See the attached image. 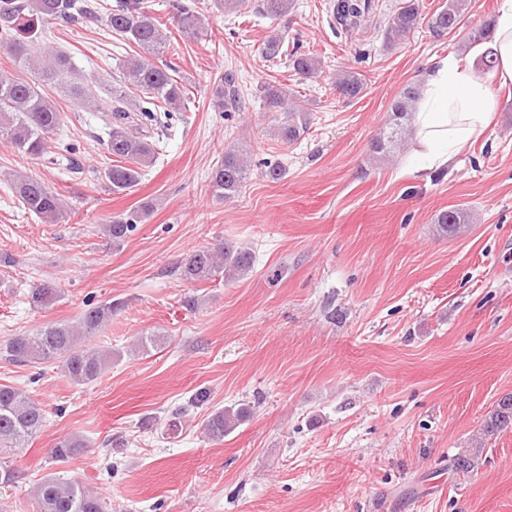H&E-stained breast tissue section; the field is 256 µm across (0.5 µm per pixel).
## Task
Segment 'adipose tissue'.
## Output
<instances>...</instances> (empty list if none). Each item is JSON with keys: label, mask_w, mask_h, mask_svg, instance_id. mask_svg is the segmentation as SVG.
Listing matches in <instances>:
<instances>
[{"label": "adipose tissue", "mask_w": 512, "mask_h": 512, "mask_svg": "<svg viewBox=\"0 0 512 512\" xmlns=\"http://www.w3.org/2000/svg\"><path fill=\"white\" fill-rule=\"evenodd\" d=\"M491 48L496 59L493 76L512 84V0H501ZM497 102L475 71L474 58L447 55L434 59L414 114L413 154L420 170L448 165L466 145L479 141L488 129Z\"/></svg>", "instance_id": "ef3b65f1"}]
</instances>
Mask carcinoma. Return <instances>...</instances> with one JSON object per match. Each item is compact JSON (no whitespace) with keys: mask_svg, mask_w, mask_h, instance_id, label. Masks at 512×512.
<instances>
[{"mask_svg":"<svg viewBox=\"0 0 512 512\" xmlns=\"http://www.w3.org/2000/svg\"><path fill=\"white\" fill-rule=\"evenodd\" d=\"M295 6L294 0H260L259 11L278 19ZM173 19L179 31L195 36L201 29L202 18L196 6L185 0H171ZM472 0H446L444 6L430 18L422 16L419 0H403L402 6L384 25L387 47L408 40L422 24L436 37L454 35L465 29L464 45L487 44L492 41L493 26L488 20L480 25H468L467 16ZM333 15L341 29L350 34L373 24L371 0H335ZM99 22L121 40L133 44L144 53L140 58L123 61L121 83L112 87V127L103 146L113 158L100 178L116 193L134 188L143 171L152 166L157 152L152 143L138 131L122 125L130 112H181L186 108L188 93L171 74V67L162 56L167 37L155 18L148 0H115L104 8L97 0H0V47L7 51L14 73L0 74V141L4 140L17 152L34 160L51 161L50 141L62 122L59 105L45 90V82L62 81L69 73L70 60L62 53L42 45L46 26L53 23L73 24ZM279 34L267 38L262 54L268 59L288 57L296 74L315 78L321 71L320 62L297 49H283ZM339 95L349 99L359 96L365 88V78L358 71L341 70L334 80ZM137 89L139 98L127 97V89ZM268 111L279 112L275 117L277 136L291 143L300 138L308 127V108L301 102H289L274 85L262 87ZM421 95V84H406L392 102L383 131L372 143L373 157L381 158L399 148L408 131L412 113ZM214 106L224 112H236L241 100L237 92L236 74L227 70L213 91ZM251 171V162L237 147L224 149V159L211 175L215 196L231 199L238 195ZM15 197L22 207L45 223L57 224L67 216L60 195L40 178L17 174L13 178ZM150 207L133 208L119 214L105 225L106 235L119 243L144 223ZM470 220V213L448 209L436 218L441 232L453 234ZM254 254L231 242L219 241L190 253L182 265L181 274L189 281H204L224 272L228 280L248 277L254 270ZM60 296V289L43 282L30 289L28 298L36 308L47 307ZM123 306L120 300L107 299L88 305L77 322L53 323L28 335L12 338L4 347L10 360L45 364L60 362L64 376L77 385H87L103 373L112 362V352L90 350L84 340L96 336L112 320V312ZM249 416L242 405L214 412L206 424L213 439H222ZM45 422L41 404L17 387L0 384V452L22 448L36 435ZM512 427V393L501 396L485 419L482 436L473 439L474 446L453 459V466L469 473L479 464L484 453V437ZM88 451L85 439L69 434L57 440L49 449L50 457L65 461ZM39 512H110L102 498L74 478L49 476L39 483L34 494Z\"/></svg>","mask_w":512,"mask_h":512,"instance_id":"1","label":"carcinoma"}]
</instances>
